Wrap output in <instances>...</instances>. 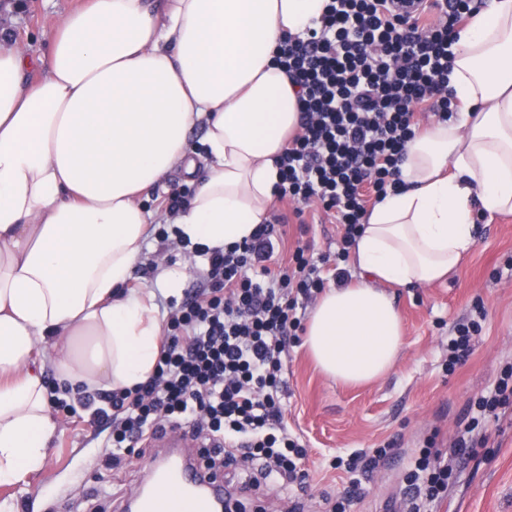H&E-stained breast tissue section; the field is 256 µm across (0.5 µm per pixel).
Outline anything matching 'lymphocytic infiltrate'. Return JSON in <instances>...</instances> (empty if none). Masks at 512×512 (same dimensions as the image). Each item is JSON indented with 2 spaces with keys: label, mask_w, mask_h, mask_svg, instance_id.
Returning a JSON list of instances; mask_svg holds the SVG:
<instances>
[{
  "label": "lymphocytic infiltrate",
  "mask_w": 512,
  "mask_h": 512,
  "mask_svg": "<svg viewBox=\"0 0 512 512\" xmlns=\"http://www.w3.org/2000/svg\"><path fill=\"white\" fill-rule=\"evenodd\" d=\"M437 16L396 12L392 0H328L319 28L284 36L276 60L297 89L299 117L275 159L278 200L318 203L340 226L334 257L314 260L296 245L278 260L285 218L271 214L250 240L196 248L205 260L201 285L172 305L154 373L134 388L86 398L98 423L112 429L120 461L163 422H190L223 463L256 462L263 480L300 485L307 450L290 432L282 395L288 352L304 327L299 300L328 280L346 282L345 263L370 207L397 191L408 143L420 115L447 122L458 115L449 86L453 47L475 15L471 0H436ZM487 317L483 305L460 320L448 339L447 372L471 355ZM512 405V365L478 397L453 443L454 457L484 445L498 409ZM451 459L434 443L415 458L408 481L410 512L440 501L455 478Z\"/></svg>",
  "instance_id": "1"
}]
</instances>
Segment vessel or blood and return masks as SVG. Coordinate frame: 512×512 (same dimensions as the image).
Wrapping results in <instances>:
<instances>
[{"instance_id": "b4317fda", "label": "vessel or blood", "mask_w": 512, "mask_h": 512, "mask_svg": "<svg viewBox=\"0 0 512 512\" xmlns=\"http://www.w3.org/2000/svg\"><path fill=\"white\" fill-rule=\"evenodd\" d=\"M174 439L176 449L154 459L151 492L140 501L139 512H213L214 499L223 497L224 483L205 477L199 466L186 459L183 448L191 436L173 425L155 431L154 441Z\"/></svg>"}]
</instances>
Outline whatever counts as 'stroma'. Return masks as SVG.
I'll return each mask as SVG.
<instances>
[{"label":"stroma","instance_id":"obj_1","mask_svg":"<svg viewBox=\"0 0 512 512\" xmlns=\"http://www.w3.org/2000/svg\"><path fill=\"white\" fill-rule=\"evenodd\" d=\"M84 0H0V28L31 57L44 53V34L62 24ZM315 222L300 231L297 221L285 226L284 247L300 238L314 244L315 255L336 250L338 225L308 206ZM144 261L130 281L134 288L154 287L161 265L182 276L190 289L202 274L200 258L188 256L178 243L149 238ZM404 322L401 361L382 380L348 387L326 378L302 345L288 354L285 420L307 442L303 463L306 488L263 483L247 488L245 473L224 471L231 488H245L249 512H325L327 502L358 496L347 512H381L407 496L404 476L414 453L435 439L448 447L463 427L469 403L485 393L504 366L512 364V218L488 217L477 226V244L463 270L424 288L392 287ZM483 304L487 318L472 355L454 373L443 361L454 324ZM55 435L41 469L27 483L0 485V501L14 512H115L120 502L142 486L148 462L159 455L153 441L138 443L120 463H113L111 430L93 423L88 410L58 412ZM485 447L474 449L462 464L447 499L428 512H512V407L488 426ZM389 446L390 462L355 475L338 468L351 453Z\"/></svg>","mask_w":512,"mask_h":512}]
</instances>
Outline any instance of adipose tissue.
<instances>
[{"label":"adipose tissue","mask_w":512,"mask_h":512,"mask_svg":"<svg viewBox=\"0 0 512 512\" xmlns=\"http://www.w3.org/2000/svg\"><path fill=\"white\" fill-rule=\"evenodd\" d=\"M327 0H87L29 57L0 35V483L38 471L57 423L43 370L51 347L70 400L119 391L156 367L157 290L126 285L153 221L140 202L175 168L208 177L173 219L191 244L250 238L279 181L275 158L298 121L274 61L280 38L319 25ZM459 121L409 143L402 187L365 217L362 280L319 299L304 345L326 376L367 384L403 348L389 286H429L476 245L475 214L512 217V0H491L454 48ZM205 127L204 153L188 144Z\"/></svg>","instance_id":"obj_1"}]
</instances>
